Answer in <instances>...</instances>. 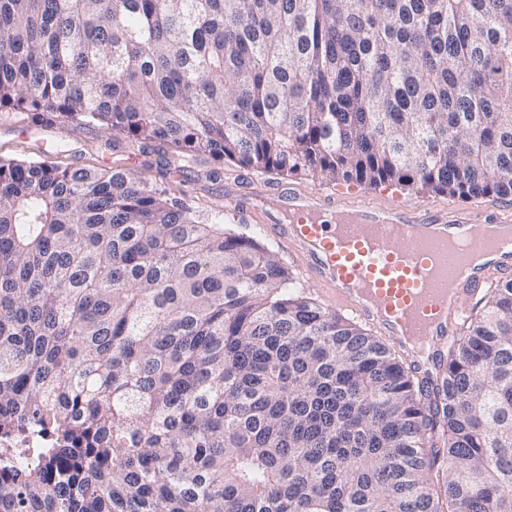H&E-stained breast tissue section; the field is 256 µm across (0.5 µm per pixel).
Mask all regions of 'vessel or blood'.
I'll use <instances>...</instances> for the list:
<instances>
[{"instance_id":"b4317fda","label":"vessel or blood","mask_w":512,"mask_h":512,"mask_svg":"<svg viewBox=\"0 0 512 512\" xmlns=\"http://www.w3.org/2000/svg\"><path fill=\"white\" fill-rule=\"evenodd\" d=\"M224 212L262 223L330 304L376 325L400 346L419 342L412 355L427 372L436 367L437 344L457 335L470 314L464 297L492 277L512 279V244L494 246L474 233L511 224L508 202L493 211H458L256 188L248 205L232 198ZM452 242L484 256V263L464 276L449 275L443 256Z\"/></svg>"}]
</instances>
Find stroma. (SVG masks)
I'll return each mask as SVG.
<instances>
[{"label":"stroma","mask_w":512,"mask_h":512,"mask_svg":"<svg viewBox=\"0 0 512 512\" xmlns=\"http://www.w3.org/2000/svg\"><path fill=\"white\" fill-rule=\"evenodd\" d=\"M50 156L61 166L80 168L86 166L118 167L137 173L158 186L181 193L203 212L222 209L228 193L245 194L251 184L269 183L285 185L300 192H333L337 183L322 181L306 173H298L281 179L275 175L263 176L254 171L225 164L221 177L206 180V165H187L183 172L172 175L156 166L155 156L130 155L113 149L112 133L99 125L82 126L67 121H49L42 117L25 118L15 113H0V158L40 159ZM345 191L380 203L402 200L426 206L450 205L468 209L472 200L453 198L434 193H418L399 186H366L356 183L342 186Z\"/></svg>","instance_id":"35a3bbf8"}]
</instances>
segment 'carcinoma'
<instances>
[{
	"mask_svg": "<svg viewBox=\"0 0 512 512\" xmlns=\"http://www.w3.org/2000/svg\"><path fill=\"white\" fill-rule=\"evenodd\" d=\"M0 112L512 197V0H0ZM124 169L0 159V512H512V282L439 377Z\"/></svg>",
	"mask_w": 512,
	"mask_h": 512,
	"instance_id": "cac0c4a2",
	"label": "carcinoma"
}]
</instances>
